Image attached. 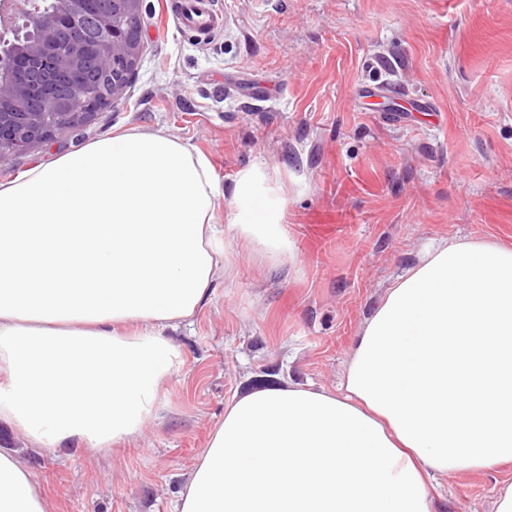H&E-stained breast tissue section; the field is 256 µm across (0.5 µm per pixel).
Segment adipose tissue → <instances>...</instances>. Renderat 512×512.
<instances>
[{
    "label": "adipose tissue",
    "instance_id": "ef3b65f1",
    "mask_svg": "<svg viewBox=\"0 0 512 512\" xmlns=\"http://www.w3.org/2000/svg\"><path fill=\"white\" fill-rule=\"evenodd\" d=\"M286 206L267 169L224 193L160 130L0 183V420L49 452L137 436L183 363L167 330L224 275L217 217L279 260ZM511 462L512 248L446 243L388 288L336 390L231 398L180 512H436V475ZM0 512H45L23 460L1 451Z\"/></svg>",
    "mask_w": 512,
    "mask_h": 512
}]
</instances>
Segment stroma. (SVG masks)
I'll return each instance as SVG.
<instances>
[{"label":"stroma","instance_id":"stroma-1","mask_svg":"<svg viewBox=\"0 0 512 512\" xmlns=\"http://www.w3.org/2000/svg\"><path fill=\"white\" fill-rule=\"evenodd\" d=\"M223 25L180 31L145 0L146 39L121 100L86 134L0 161V182L97 138L163 130L224 190L264 166L288 200L278 262L225 234L224 277L170 330L184 363L156 422L106 451L25 445L46 512H179L234 396L265 379L336 389L387 288L445 242L512 247V0H216ZM387 82L393 96L369 90ZM512 463L448 473L438 512H493Z\"/></svg>","mask_w":512,"mask_h":512}]
</instances>
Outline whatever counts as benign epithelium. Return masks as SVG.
Wrapping results in <instances>:
<instances>
[{
	"label": "benign epithelium",
	"instance_id": "7a95c632",
	"mask_svg": "<svg viewBox=\"0 0 512 512\" xmlns=\"http://www.w3.org/2000/svg\"><path fill=\"white\" fill-rule=\"evenodd\" d=\"M37 35L17 51L16 75L0 77V126L10 125L16 154L35 151L75 133L73 126L91 120L77 83L87 69L112 72L111 83L98 88L102 107L115 104L131 82L145 48L143 0H105L95 15L84 0H61L66 17L61 28L29 7L30 0H5ZM97 54L86 56L89 46Z\"/></svg>",
	"mask_w": 512,
	"mask_h": 512
}]
</instances>
